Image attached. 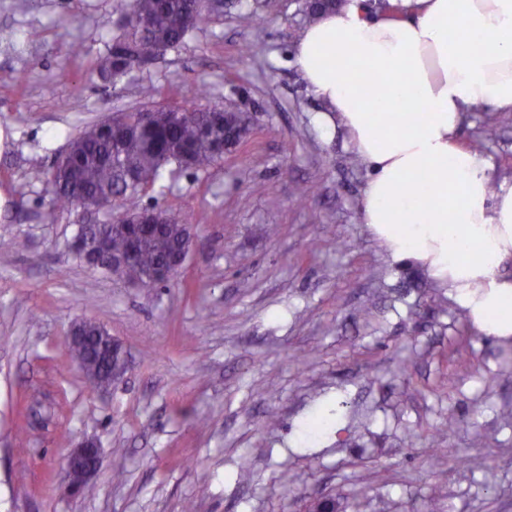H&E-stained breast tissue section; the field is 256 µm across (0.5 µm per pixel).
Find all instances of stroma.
<instances>
[{"label":"stroma","instance_id":"35a3bbf8","mask_svg":"<svg viewBox=\"0 0 512 512\" xmlns=\"http://www.w3.org/2000/svg\"><path fill=\"white\" fill-rule=\"evenodd\" d=\"M306 3L215 0L180 47L107 85L109 0H0V512H512V338L459 319L369 233V172L344 129L317 126L294 64ZM198 89L255 121L143 198L196 225L182 271L139 288L75 261L55 161L112 111ZM487 126L483 157L511 180L512 112L467 113L461 142ZM299 183L313 196L295 199ZM82 319L123 348L109 389L68 355ZM87 438L104 462L76 494L63 460Z\"/></svg>","mask_w":512,"mask_h":512}]
</instances>
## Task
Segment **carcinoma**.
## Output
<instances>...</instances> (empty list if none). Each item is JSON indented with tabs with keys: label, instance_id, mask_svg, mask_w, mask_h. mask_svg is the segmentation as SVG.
<instances>
[{
	"label": "carcinoma",
	"instance_id": "obj_1",
	"mask_svg": "<svg viewBox=\"0 0 512 512\" xmlns=\"http://www.w3.org/2000/svg\"><path fill=\"white\" fill-rule=\"evenodd\" d=\"M112 12L129 18L112 39L128 60H151L178 47L190 30L205 20L201 0H112ZM97 69L106 84L114 79L119 65L112 49L99 59ZM247 112L227 110L217 104L189 102L144 106L112 115V123L99 122L79 132L67 157L53 166L48 191L59 206L97 209L109 199L127 215L147 227L133 260L118 276L152 288L169 282L164 264L184 242L187 224L157 204L142 198L165 177L186 170H205L224 156L219 145L235 147L240 132L248 129ZM98 228L77 222L74 237L84 248L73 252L85 265L112 274V256L125 253L127 235L122 224ZM80 341L69 348L81 361L83 373L97 379L100 388L112 385V339L103 327L91 321L75 323Z\"/></svg>",
	"mask_w": 512,
	"mask_h": 512
}]
</instances>
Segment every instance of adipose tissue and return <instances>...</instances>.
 I'll use <instances>...</instances> for the list:
<instances>
[{"label":"adipose tissue","instance_id":"adipose-tissue-1","mask_svg":"<svg viewBox=\"0 0 512 512\" xmlns=\"http://www.w3.org/2000/svg\"><path fill=\"white\" fill-rule=\"evenodd\" d=\"M344 0L295 44V63L368 167L363 222L419 265L483 335L512 337V183L459 145L464 112H512V0ZM390 107L389 117L377 105ZM422 183L423 192H412Z\"/></svg>","mask_w":512,"mask_h":512}]
</instances>
